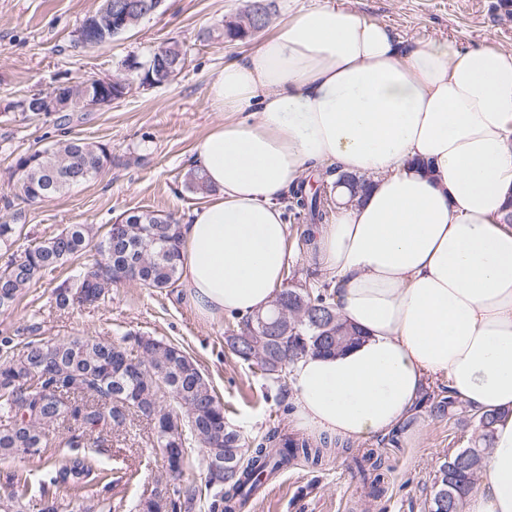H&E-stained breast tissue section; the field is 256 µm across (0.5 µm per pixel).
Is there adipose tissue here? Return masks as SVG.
I'll use <instances>...</instances> for the list:
<instances>
[{
  "instance_id": "obj_1",
  "label": "adipose tissue",
  "mask_w": 512,
  "mask_h": 512,
  "mask_svg": "<svg viewBox=\"0 0 512 512\" xmlns=\"http://www.w3.org/2000/svg\"><path fill=\"white\" fill-rule=\"evenodd\" d=\"M208 97L224 122L193 165L213 194L180 226L195 312L269 307L293 256L284 200L304 171L371 176L354 202L337 186L316 230L338 312L363 338L293 363L288 422L367 439L446 388L497 416L464 512H512V50L410 44L324 0L225 63Z\"/></svg>"
}]
</instances>
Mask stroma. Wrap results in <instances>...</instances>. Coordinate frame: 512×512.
I'll return each mask as SVG.
<instances>
[{
	"mask_svg": "<svg viewBox=\"0 0 512 512\" xmlns=\"http://www.w3.org/2000/svg\"><path fill=\"white\" fill-rule=\"evenodd\" d=\"M496 0H343L363 18L385 24L405 41L449 39L461 47L487 42L512 50V19L495 11ZM245 0H165L162 13L142 20L111 43L82 48L74 39L97 0H0V215L13 198L8 168L22 152L48 146L59 135L53 112H23L17 101L36 92L115 73L129 56L145 60L158 45L178 42L187 50L185 68L171 82L134 86L123 99L95 112L75 113L71 135L108 144L112 164L96 179L41 203L22 204L19 247L71 224L92 225L103 234L120 215L141 209L182 219L202 204L185 191L196 141L223 122L208 95L213 73L226 61L253 52L265 33L221 39ZM66 262L23 294L15 309L0 313V337L49 341L101 336L115 341L141 332L182 347L199 364L224 405L230 425L246 441L285 427L287 415L275 385L249 362L231 354L225 330L234 316L208 322L183 300L179 289L159 291L136 282L114 286L98 308L61 310L53 290L78 267ZM153 425L134 419L123 430L94 434L93 449L112 471L113 502L131 506L164 479L163 459L153 446ZM477 429L467 413L435 417L420 412L398 431L358 441L385 461L384 492L367 496L350 472L347 455L336 454L312 468L294 461L250 501L246 512H427L433 475L444 460L465 449Z\"/></svg>",
	"mask_w": 512,
	"mask_h": 512,
	"instance_id": "35a3bbf8",
	"label": "stroma"
}]
</instances>
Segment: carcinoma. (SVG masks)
<instances>
[{
  "label": "carcinoma",
  "instance_id": "1",
  "mask_svg": "<svg viewBox=\"0 0 512 512\" xmlns=\"http://www.w3.org/2000/svg\"><path fill=\"white\" fill-rule=\"evenodd\" d=\"M247 13H238L224 23L222 36L231 40L247 36ZM186 52L177 43L157 46L143 62L121 61V71L112 84L113 97L124 96L121 82L141 79L144 86L168 82V70L182 71ZM70 116L63 115L59 127L63 137L42 149L15 157L10 180L16 198L40 203L64 194L73 183L91 180L96 170L112 162L108 145L74 137L66 131ZM351 196L363 195L369 182L348 174L336 175ZM185 189L204 197L211 192L204 175L189 170ZM287 210L304 215L306 223L324 224L332 210L331 192H310L301 180L288 195ZM0 218V251L7 261L0 266V309L8 311L29 288L88 248L92 236L85 224H71L21 252L12 247L20 232L17 221ZM99 258L82 264L78 273L55 288L56 307H98L111 299L112 287L133 277L140 284L165 290L181 277L183 265L179 224L171 216L140 210L118 218L97 243ZM310 305V315L301 313L298 301H288L290 324L278 336L263 333L258 317L274 319V311L253 315L236 323L226 345L239 358L256 362L261 374L285 390L291 364L300 356L332 354L356 343L360 331L345 324L331 301L328 284L315 282L288 289ZM143 348L147 360L134 361L133 352ZM52 353L55 368L38 374L39 360ZM425 411L438 417L451 414L461 402L444 394L427 393ZM153 423L157 448L165 467L184 469L192 454L205 473L204 487L175 486L167 502L155 512H195L205 501L208 512H239L266 480L302 458L313 466L328 455L345 451L348 443L326 437L313 439L277 431L248 447L245 438L229 426L224 406L217 399L196 362L179 346L152 336L134 337V347L125 341L87 336L70 341L31 339L16 342L0 339V458L36 456L49 446L52 430L69 419L80 422L82 431L58 442L60 460L44 463V481L62 485L76 498L89 501L88 512H112L110 499L92 494L89 488L110 486L108 468L80 450L79 440L96 429L120 428L129 416ZM494 415L480 417V431L471 446L452 455L436 471L429 512H463L472 492L480 462L490 448ZM224 459V471L215 472L213 458ZM363 483L382 492L381 459L368 453L354 459ZM15 487L0 497V512H32L37 501L29 489V477H12Z\"/></svg>",
  "mask_w": 512,
  "mask_h": 512
}]
</instances>
